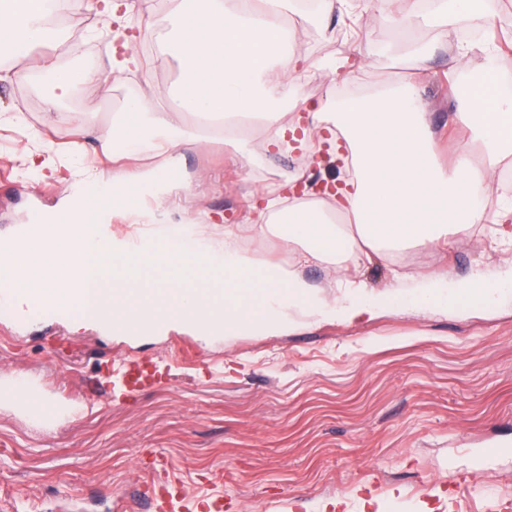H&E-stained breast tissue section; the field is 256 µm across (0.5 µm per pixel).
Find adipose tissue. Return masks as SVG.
<instances>
[{
	"instance_id": "obj_1",
	"label": "adipose tissue",
	"mask_w": 512,
	"mask_h": 512,
	"mask_svg": "<svg viewBox=\"0 0 512 512\" xmlns=\"http://www.w3.org/2000/svg\"><path fill=\"white\" fill-rule=\"evenodd\" d=\"M0 9V60L17 53L41 55L49 107L61 104L79 84L99 79L97 71L61 64L51 54L63 39L49 22L51 0H11ZM161 36L164 54L177 66L174 89L189 112L218 117L234 126L243 117L264 125L269 144L280 146L285 128L279 104L291 97L303 57L293 50L288 16L297 0H189ZM143 0H86L89 12L114 23L120 52L111 68L141 70L131 19ZM481 0H433L430 11L409 7V24H426L446 32L458 16H477ZM466 127L469 143H480L482 157L468 159L467 145L458 160H437L436 135L426 119L419 86L409 82L337 102L335 111L315 110L310 131L330 126L351 152L353 178L345 197L350 225L327 223L320 202L278 210L277 197L267 202L271 230L287 237L302 263L332 267L340 299L331 311L343 321L395 307L391 294L364 296L349 278L351 269L373 255L389 256L411 247L447 242L451 235L480 223L486 184L512 158V94L488 79L458 100L455 114ZM89 135L105 150L136 160L134 169L107 174L82 162L58 172L51 158L28 156L29 174L61 176L78 196L53 215L19 225L0 239V278L10 290L0 311L27 319L34 307L68 319L73 330L90 325L111 329L112 310L130 305L138 327L157 326L168 299L149 292V278L127 258L144 259L171 287V298L191 310L187 323L199 330L237 335L270 331L282 325L275 310L299 299L311 308L323 301L297 266H266L255 254L215 231L170 237L136 245L121 233L98 237L90 213L110 212L145 222L153 210L170 205L177 183L180 151L202 144L203 136L175 125L162 107L141 98L125 101L111 123L94 126ZM149 155H162L161 168L143 165Z\"/></svg>"
}]
</instances>
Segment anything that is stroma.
I'll return each instance as SVG.
<instances>
[{
	"mask_svg": "<svg viewBox=\"0 0 512 512\" xmlns=\"http://www.w3.org/2000/svg\"><path fill=\"white\" fill-rule=\"evenodd\" d=\"M407 0H356L318 15L315 0H300L290 23L307 71L296 86L298 104L284 103L292 126L347 87L372 91L403 81L418 83L427 120L443 139L442 162L454 160L463 130L449 131L456 74L449 60L466 38L415 30L412 41L433 56L418 71L398 21ZM181 0H153L148 24L138 30L144 57L138 74L113 72L82 85L60 109L48 111L34 81L0 82V113L22 111L27 125L0 123V238L44 210L60 205L68 185L26 175L23 151L41 152L30 127L53 140L58 167L73 154L92 168H120L110 152L82 143L90 123L108 124L129 96L155 102L177 78L160 54L157 33ZM246 154L224 138L185 149L180 163L190 182L179 205L154 212L151 224L171 229L194 215L215 224L267 263L294 253L268 230L261 197L276 191L289 202L301 176L347 178L330 167L340 137L324 135V164L313 148L269 147L261 125L241 133ZM449 283L476 275L512 276V247L472 225L444 245L419 246L390 258L374 257L355 271L371 294L409 296L431 273ZM291 328L238 336H201L165 329L139 336L96 329L71 332L45 317L15 322L0 316V380L26 377L58 409L74 417L36 425L21 408H0V512H114V504L145 479L157 458L193 493L224 492L237 512H282L287 499L302 512H489L477 489L454 494L453 474L470 472L477 484L497 481L512 499V294L491 306L459 303L440 312L417 304L381 310L350 322L292 307ZM188 344L214 361L213 373L184 368L173 380L133 398L89 393L84 384L104 378L112 356L164 363ZM236 479L225 482V471Z\"/></svg>",
	"mask_w": 512,
	"mask_h": 512,
	"instance_id": "35a3bbf8",
	"label": "stroma"
}]
</instances>
